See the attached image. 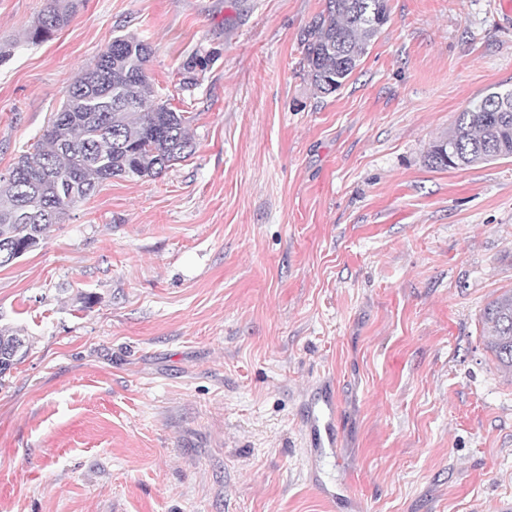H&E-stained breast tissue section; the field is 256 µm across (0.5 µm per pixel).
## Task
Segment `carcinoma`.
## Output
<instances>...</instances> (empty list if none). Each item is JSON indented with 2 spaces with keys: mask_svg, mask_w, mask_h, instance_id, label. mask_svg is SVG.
I'll return each mask as SVG.
<instances>
[{
  "mask_svg": "<svg viewBox=\"0 0 512 512\" xmlns=\"http://www.w3.org/2000/svg\"><path fill=\"white\" fill-rule=\"evenodd\" d=\"M80 0H49L25 43L46 42L77 12ZM389 18L388 0H325L303 32L302 71L330 95L350 77ZM150 44L132 33L112 38L67 90L61 109L7 175H0V267L47 238L51 228L112 177H162L194 152L193 113L154 96L147 73ZM196 50L180 64L179 87L189 91L214 63ZM512 158V88L494 90L458 113L448 134L427 152L436 169L469 167ZM487 348L512 372V290L483 310ZM18 331L0 329V377L26 351Z\"/></svg>",
  "mask_w": 512,
  "mask_h": 512,
  "instance_id": "1",
  "label": "carcinoma"
}]
</instances>
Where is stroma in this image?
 Returning a JSON list of instances; mask_svg holds the SVG:
<instances>
[{
	"label": "stroma",
	"mask_w": 512,
	"mask_h": 512,
	"mask_svg": "<svg viewBox=\"0 0 512 512\" xmlns=\"http://www.w3.org/2000/svg\"><path fill=\"white\" fill-rule=\"evenodd\" d=\"M47 2L0 0V174L118 32L164 98L184 56L220 57L190 157L100 183L0 268L28 343L0 377V512H512V376L481 323L512 289V159L426 160L512 87L497 0H389L327 96L300 68L325 0H83L22 45ZM321 417L310 422L309 436L311 448L333 447L336 441V398L331 391L322 395Z\"/></svg>",
	"instance_id": "obj_1"
}]
</instances>
